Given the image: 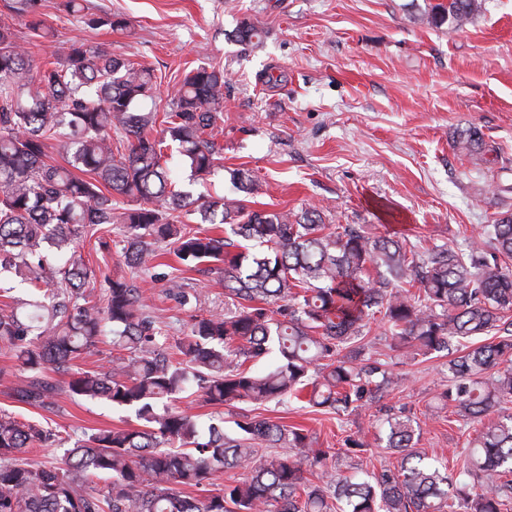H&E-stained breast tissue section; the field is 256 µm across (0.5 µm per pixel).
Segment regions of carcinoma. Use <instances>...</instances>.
<instances>
[{"mask_svg":"<svg viewBox=\"0 0 512 512\" xmlns=\"http://www.w3.org/2000/svg\"><path fill=\"white\" fill-rule=\"evenodd\" d=\"M40 0H12L29 18L31 40L57 42ZM482 0H441L430 21L458 28ZM124 31L120 15L88 18ZM235 40L258 48L265 33L243 21ZM154 70L71 40L33 69L29 50L0 16V274L36 289L32 299L0 308V348L28 376L15 387L22 403L46 407L57 385L44 371L70 375L73 397L104 400L134 414L136 424L97 429L76 439L55 465L35 467L27 449L64 442L59 431L0 412V512H504L512 503V214L488 225L465 248L419 250L408 236H377L356 224H326L310 207L299 214L255 210L258 180L232 172L240 195L204 200L176 187L167 169L173 147L192 180L211 174L222 151L224 70L200 64L172 89L169 111H146ZM161 134H153L156 125ZM462 148L484 154L476 129ZM68 165L49 162L53 150ZM204 214L222 233L194 229L184 218ZM94 237L120 249L141 272L171 250L190 271L223 270L224 312L193 316L178 342L182 359L161 349V327L134 283L108 281L104 304L87 288L97 279L77 243ZM374 269L377 278L368 277ZM169 296L186 306L196 293L178 280ZM387 326L391 349L414 359L445 351L442 400L479 423L507 413L470 442L460 474L475 492L415 448L410 412L386 414V447L400 456L377 476L333 472L304 477L330 449L305 428L238 412L232 433L224 413L203 427L198 416L169 406L189 387L210 403L236 408L294 398L341 415L364 410L397 384L377 357L372 324ZM117 355L100 370H72L101 336ZM275 353L264 373L244 364ZM270 448H286L272 455ZM226 469L245 477L214 487ZM210 486L199 498L176 485Z\"/></svg>","mask_w":512,"mask_h":512,"instance_id":"cac0c4a2","label":"carcinoma"}]
</instances>
